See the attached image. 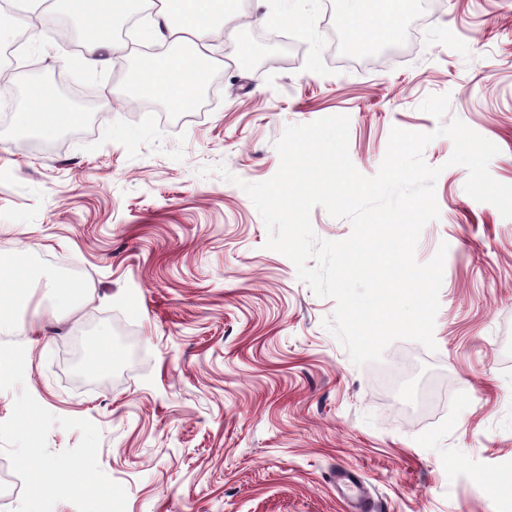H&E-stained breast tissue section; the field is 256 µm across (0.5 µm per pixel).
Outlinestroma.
Masks as SVG:
<instances>
[{"label": "stroma", "instance_id": "1", "mask_svg": "<svg viewBox=\"0 0 512 512\" xmlns=\"http://www.w3.org/2000/svg\"><path fill=\"white\" fill-rule=\"evenodd\" d=\"M68 35L0 11V268L25 252L35 274L80 291L55 311L38 289L14 334L24 386L59 417L100 430L99 465L127 491L126 512H352L335 473L355 471L377 512H512V219L472 199L452 141L457 118L496 144L492 177L512 184V0H412L400 35L345 53L341 0H290L286 41L261 47L252 18L280 0H239L209 38L217 82L193 108L134 95L147 48L79 56L86 32L43 0ZM264 49L269 65L244 67ZM86 88L92 120L53 135L19 127L33 85ZM350 119L349 156L375 175L398 127L434 133L438 220L416 248L447 244L436 351L405 340L354 365L322 322L294 263L266 249L243 183L279 168L290 124ZM224 173H216V166ZM209 174H202V167ZM235 182H228V175ZM110 368L89 366L98 339Z\"/></svg>", "mask_w": 512, "mask_h": 512}]
</instances>
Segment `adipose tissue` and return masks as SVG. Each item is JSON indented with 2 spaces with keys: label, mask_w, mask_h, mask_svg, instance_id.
Wrapping results in <instances>:
<instances>
[{
  "label": "adipose tissue",
  "mask_w": 512,
  "mask_h": 512,
  "mask_svg": "<svg viewBox=\"0 0 512 512\" xmlns=\"http://www.w3.org/2000/svg\"><path fill=\"white\" fill-rule=\"evenodd\" d=\"M67 8L76 16L89 37L84 44L81 61L97 66L105 51H119L112 32L113 19L125 16L132 0H66ZM407 0H348L342 16L350 40L368 46L379 40L394 39L402 25ZM228 14L225 0H164L155 14L153 32L165 41L192 45L191 54L172 52L162 56H147L142 60V90L148 95L166 99L170 108L182 110L190 99V89H201L209 62L203 43L210 32L223 25ZM79 120L76 112L61 113L54 90L37 84L29 90V105L22 113L23 126L45 133L56 129L61 119ZM28 264L14 265L7 281L0 283V333L18 331L16 310L29 299Z\"/></svg>",
  "instance_id": "obj_1"
}]
</instances>
